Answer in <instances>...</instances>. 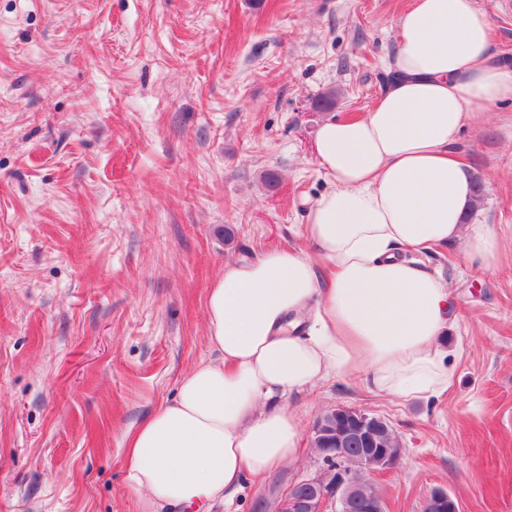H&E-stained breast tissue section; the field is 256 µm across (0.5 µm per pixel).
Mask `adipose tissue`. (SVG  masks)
I'll use <instances>...</instances> for the list:
<instances>
[{
	"mask_svg": "<svg viewBox=\"0 0 512 512\" xmlns=\"http://www.w3.org/2000/svg\"><path fill=\"white\" fill-rule=\"evenodd\" d=\"M398 30L378 102L317 132L334 182L305 226L317 256L225 265L206 300L219 362L192 369L128 437L140 512H215L245 477L297 460L301 420L284 399L327 377L403 400L452 389L441 338L457 314L416 257L458 240L467 261L500 260L492 227L465 221L472 184L454 146L467 122L512 102V64L491 53L474 0H413Z\"/></svg>",
	"mask_w": 512,
	"mask_h": 512,
	"instance_id": "adipose-tissue-1",
	"label": "adipose tissue"
}]
</instances>
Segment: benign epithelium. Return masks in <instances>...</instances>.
<instances>
[{
  "mask_svg": "<svg viewBox=\"0 0 512 512\" xmlns=\"http://www.w3.org/2000/svg\"><path fill=\"white\" fill-rule=\"evenodd\" d=\"M329 414H322L313 427V438L333 447L334 455L340 460L337 467H323L320 472L288 487L278 501L275 512H350L357 507L359 512H385L384 498L372 481H358L347 469L348 460L361 466H383L389 470L401 457L403 449L390 447L383 442L390 432L389 424L381 417L360 412L356 435L364 445L361 455L347 456L346 445L350 434L338 433L331 437L322 431L324 420ZM422 512H459L457 501L448 490L437 486L429 490L422 504Z\"/></svg>",
  "mask_w": 512,
  "mask_h": 512,
  "instance_id": "1",
  "label": "benign epithelium"
}]
</instances>
